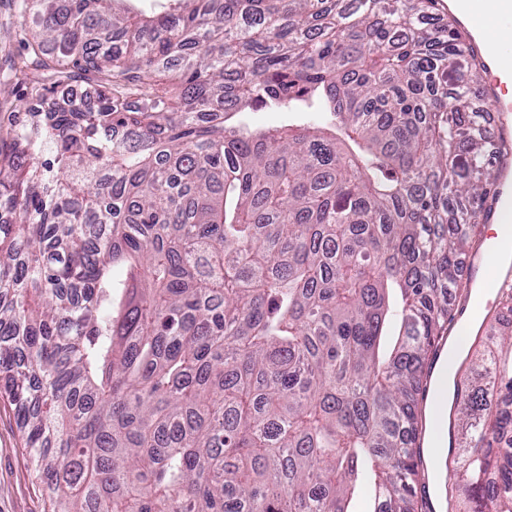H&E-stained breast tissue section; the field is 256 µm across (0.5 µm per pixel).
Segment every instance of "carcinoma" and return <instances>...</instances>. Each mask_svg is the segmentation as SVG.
Wrapping results in <instances>:
<instances>
[{
	"mask_svg": "<svg viewBox=\"0 0 512 512\" xmlns=\"http://www.w3.org/2000/svg\"><path fill=\"white\" fill-rule=\"evenodd\" d=\"M130 2L15 0L0 396L45 512H424L425 360L499 178L459 31L432 0ZM488 340L453 371L458 512H512V324ZM250 127L263 130H283L288 125L297 123L299 115L296 112H246L242 116Z\"/></svg>",
	"mask_w": 512,
	"mask_h": 512,
	"instance_id": "cac0c4a2",
	"label": "carcinoma"
}]
</instances>
